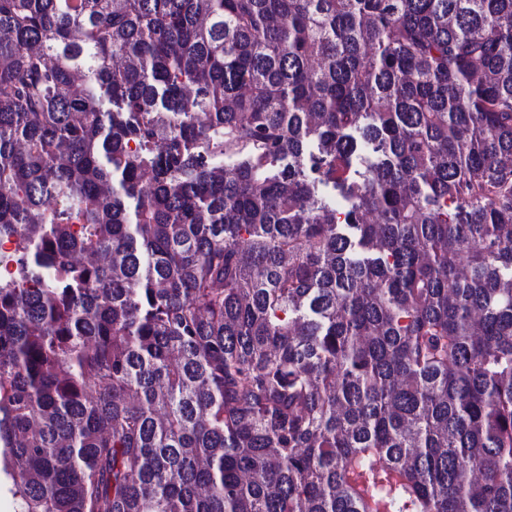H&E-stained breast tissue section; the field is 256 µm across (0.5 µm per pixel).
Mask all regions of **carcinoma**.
<instances>
[{
	"label": "carcinoma",
	"mask_w": 512,
	"mask_h": 512,
	"mask_svg": "<svg viewBox=\"0 0 512 512\" xmlns=\"http://www.w3.org/2000/svg\"><path fill=\"white\" fill-rule=\"evenodd\" d=\"M1 244L13 512H512V0H0Z\"/></svg>",
	"instance_id": "obj_1"
}]
</instances>
